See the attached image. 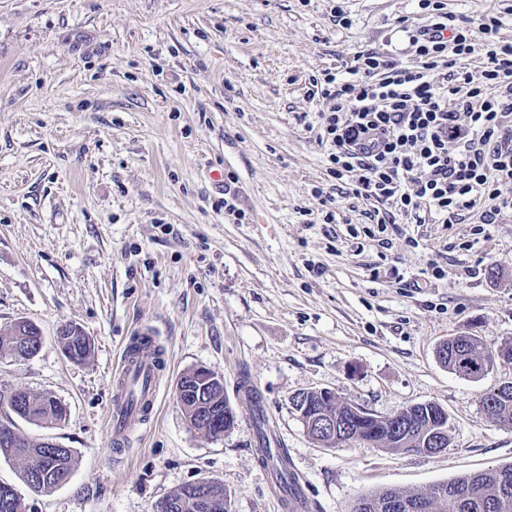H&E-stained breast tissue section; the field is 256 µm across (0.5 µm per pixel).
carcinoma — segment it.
Returning a JSON list of instances; mask_svg holds the SVG:
<instances>
[{
  "instance_id": "1",
  "label": "carcinoma",
  "mask_w": 512,
  "mask_h": 512,
  "mask_svg": "<svg viewBox=\"0 0 512 512\" xmlns=\"http://www.w3.org/2000/svg\"><path fill=\"white\" fill-rule=\"evenodd\" d=\"M40 335L37 327L22 323L13 335H0V358H23L33 356L31 349L35 337ZM64 354L73 361H83L90 354L92 344L83 330L68 325L60 336ZM444 353L442 362L456 374L465 378H477L486 373L481 364L483 347L474 342L470 345L461 338L448 341L440 347ZM241 389L251 406L253 427L257 438V455L262 464L270 467L276 480L294 489L295 482L288 471V457L280 448H271V441L264 432V408L259 393L248 380H243ZM481 407L492 421L512 427V389L504 387L484 394ZM7 405L20 418L36 423H59L65 420V406L55 397L36 394L25 389H13L5 395L0 393V405ZM442 410L437 403H417L398 412L402 421H412L422 429L430 426V413ZM387 428L376 421L355 422L349 435L350 442L370 439L394 451H403L407 443L396 437H386ZM18 460L23 465L22 478L35 492H48L60 486V481L72 475L75 456L69 448H46L40 442L27 440L20 448L0 445V457ZM55 466L56 476L43 477L48 466ZM421 502L424 512H512V465L492 468L479 473L459 476L451 481L438 483L424 493L397 492L392 489L372 490L356 498L351 512H410L402 507V501ZM0 512H26V506L13 488L0 484Z\"/></svg>"
}]
</instances>
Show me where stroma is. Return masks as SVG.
Returning <instances> with one entry per match:
<instances>
[{
	"mask_svg": "<svg viewBox=\"0 0 512 512\" xmlns=\"http://www.w3.org/2000/svg\"><path fill=\"white\" fill-rule=\"evenodd\" d=\"M444 3L470 23L468 70L485 60L482 15L512 43V0ZM345 4L347 28L330 0H0V332L23 319L43 336L35 357L0 360V390L66 404L63 423L14 425L76 459L67 484L37 494L0 457V483L27 512H156L200 479L223 484L232 512H283L245 379L305 512L512 464V428L480 404L512 364L465 379L436 356L460 334L512 345V213L399 216L378 240L363 232L373 202L338 198L337 223L322 221L337 190L310 77H347L361 51L415 66L397 22H423L416 0ZM228 191L244 220L225 214ZM68 323L91 340L85 361L63 352ZM145 334L165 355L157 406L119 451L108 421L120 352ZM200 365L223 375L239 416L217 439L190 430L174 393ZM318 388L381 415L436 402L448 447L317 444L293 398ZM241 389L251 406L252 422L257 438L256 451L259 460L262 464L269 466L272 469L276 480L281 485L283 484L284 486H288L289 491L291 489L296 492L294 487L295 482L291 473L288 471V457L286 452L280 448H275L273 450V448H271V441L264 432V408L259 393L246 379L242 381Z\"/></svg>",
	"mask_w": 512,
	"mask_h": 512,
	"instance_id": "35a3bbf8",
	"label": "stroma"
}]
</instances>
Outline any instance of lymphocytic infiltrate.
<instances>
[{"label": "lymphocytic infiltrate", "mask_w": 512, "mask_h": 512, "mask_svg": "<svg viewBox=\"0 0 512 512\" xmlns=\"http://www.w3.org/2000/svg\"><path fill=\"white\" fill-rule=\"evenodd\" d=\"M418 7L424 23L407 37L420 67L368 51L354 55L349 79H311L327 171L347 195L377 202L370 221L383 227L424 206L454 216L479 203L494 223L512 211L501 191L512 183V45L497 41L498 17L484 16L486 63L463 70L466 21L442 0Z\"/></svg>", "instance_id": "lymphocytic-infiltrate-1"}]
</instances>
